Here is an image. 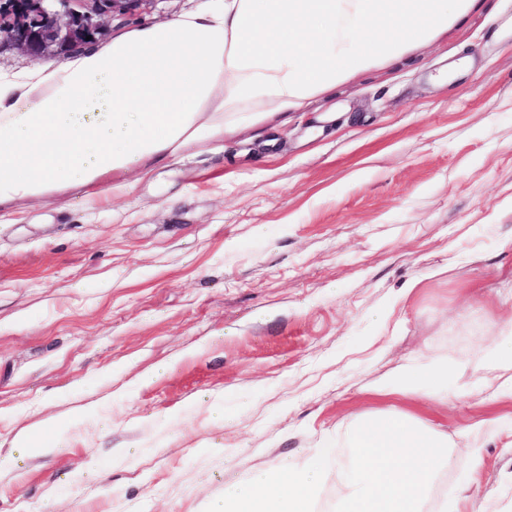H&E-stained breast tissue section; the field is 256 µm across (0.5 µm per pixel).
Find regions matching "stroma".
Returning <instances> with one entry per match:
<instances>
[{"label": "stroma", "instance_id": "35a3bbf8", "mask_svg": "<svg viewBox=\"0 0 512 512\" xmlns=\"http://www.w3.org/2000/svg\"><path fill=\"white\" fill-rule=\"evenodd\" d=\"M0 211V512H205L225 482L341 446L427 356L463 390L403 402L454 448L440 491L512 512L492 355L512 332V0L128 193ZM477 423L503 436L476 468ZM60 425L67 455L15 445Z\"/></svg>", "mask_w": 512, "mask_h": 512}]
</instances>
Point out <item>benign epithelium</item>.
Returning a JSON list of instances; mask_svg holds the SVG:
<instances>
[{
	"instance_id": "7a95c632",
	"label": "benign epithelium",
	"mask_w": 512,
	"mask_h": 512,
	"mask_svg": "<svg viewBox=\"0 0 512 512\" xmlns=\"http://www.w3.org/2000/svg\"><path fill=\"white\" fill-rule=\"evenodd\" d=\"M162 0H6L0 4V54L60 58L102 35L104 24L129 22Z\"/></svg>"
}]
</instances>
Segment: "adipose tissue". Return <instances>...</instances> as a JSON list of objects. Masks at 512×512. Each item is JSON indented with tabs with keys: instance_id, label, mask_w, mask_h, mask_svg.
I'll return each mask as SVG.
<instances>
[{
	"instance_id": "obj_1",
	"label": "adipose tissue",
	"mask_w": 512,
	"mask_h": 512,
	"mask_svg": "<svg viewBox=\"0 0 512 512\" xmlns=\"http://www.w3.org/2000/svg\"><path fill=\"white\" fill-rule=\"evenodd\" d=\"M475 0H217L149 22L23 82L0 80V203L67 183L115 194L108 174L177 157L192 141L301 109L312 95L430 41ZM246 101L261 103L246 113ZM437 361L409 370L382 396L447 398Z\"/></svg>"
}]
</instances>
